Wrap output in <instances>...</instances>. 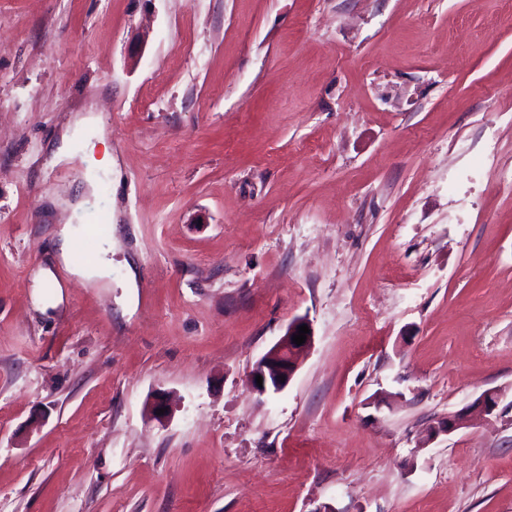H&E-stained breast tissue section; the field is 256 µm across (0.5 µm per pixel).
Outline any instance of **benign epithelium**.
<instances>
[{"mask_svg":"<svg viewBox=\"0 0 512 512\" xmlns=\"http://www.w3.org/2000/svg\"><path fill=\"white\" fill-rule=\"evenodd\" d=\"M310 325L305 317L293 319L288 323L285 333L280 340L264 354L254 365L248 379L249 387L260 395L268 392L282 391L290 381L299 366L303 352L307 351L313 343V333L306 334V341L302 345L293 343V336L298 334V327ZM262 376V385H257L256 376ZM500 392L488 390L480 395L473 403L472 408L482 416L494 413L498 408ZM464 424L460 417H447L438 421L429 428V437L434 439L441 434L449 435Z\"/></svg>","mask_w":512,"mask_h":512,"instance_id":"1","label":"benign epithelium"}]
</instances>
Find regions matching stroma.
Returning a JSON list of instances; mask_svg holds the SVG:
<instances>
[{"mask_svg": "<svg viewBox=\"0 0 512 512\" xmlns=\"http://www.w3.org/2000/svg\"><path fill=\"white\" fill-rule=\"evenodd\" d=\"M326 506L512 512V0H0V512ZM75 230L72 225L64 224L58 231L59 245L56 247L55 259L63 264L72 275L77 276L88 283L99 284L108 277L110 260L106 258L109 250H103V257L90 265L72 266L70 262L71 252L75 242ZM302 325H307L310 333L305 334L306 341L303 345H297L293 343V336L298 335V327ZM312 343L313 331L309 320L305 317L293 319L288 323L280 340L254 365L248 379L249 387L259 395L282 391L297 370L303 352ZM256 375L262 376V387L257 385ZM281 376H285L284 382H281Z\"/></svg>", "mask_w": 512, "mask_h": 512, "instance_id": "35a3bbf8", "label": "stroma"}]
</instances>
